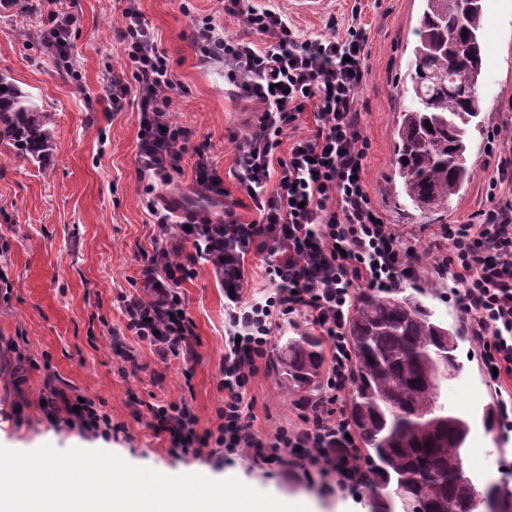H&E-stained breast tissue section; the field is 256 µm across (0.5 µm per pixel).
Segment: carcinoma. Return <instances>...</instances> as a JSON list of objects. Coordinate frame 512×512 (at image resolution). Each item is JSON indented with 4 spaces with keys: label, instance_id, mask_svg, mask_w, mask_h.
<instances>
[{
    "label": "carcinoma",
    "instance_id": "1",
    "mask_svg": "<svg viewBox=\"0 0 512 512\" xmlns=\"http://www.w3.org/2000/svg\"><path fill=\"white\" fill-rule=\"evenodd\" d=\"M484 9L467 16L456 0H424L415 30L413 63L403 84L410 104L395 130V196L422 214L448 212L473 171L469 138L482 128L479 86L483 74ZM52 114L15 80L0 73V146L39 161L53 139ZM408 162H403V158ZM398 289L357 294L345 330L351 353L349 420L363 464L362 484L371 512H394L377 491L402 490L411 512H483L486 492L512 506V492L499 485L478 488L460 450L469 422L442 400L445 379L463 368L457 356L461 333L440 320L424 298ZM319 337L288 338L274 366L286 388L321 392Z\"/></svg>",
    "mask_w": 512,
    "mask_h": 512
}]
</instances>
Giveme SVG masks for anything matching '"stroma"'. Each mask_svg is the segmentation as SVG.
<instances>
[{
    "label": "stroma",
    "instance_id": "obj_1",
    "mask_svg": "<svg viewBox=\"0 0 512 512\" xmlns=\"http://www.w3.org/2000/svg\"><path fill=\"white\" fill-rule=\"evenodd\" d=\"M370 31L367 63L371 74L361 94L368 103L362 133L370 143L366 185L387 223L407 239L422 258L417 280L403 289L415 293L437 283L436 313L454 327L463 322L448 298L451 281L439 279L435 248L441 229L467 223L487 208L488 180L495 159L487 146L494 131L512 130V0H484L485 50L480 84L482 131L472 132L469 160L474 179L455 197L447 214L420 215L390 193L394 180V132L397 116L408 103L402 82L416 42L414 31L422 0H326L324 15L289 14L304 34L322 31L325 14L347 23L352 8ZM139 8L158 44L170 59L178 88L172 109L191 132V144L208 142L209 158L231 197L244 199L233 175L234 135H246L253 122L251 103L232 99L224 90V70L203 65L189 34L192 19L220 15L219 0H139ZM79 17L71 37L69 66H62L42 40L39 11L25 17L0 12V72L10 75L54 115L50 156L32 163L0 148V446L30 451L42 445L66 450L103 449L137 466L170 475L198 473L220 480L232 476L259 491L290 503L311 505L314 512H370L365 490L329 491L322 480L288 481L289 452L267 448L251 458L213 459L171 453L166 435L146 426L147 404L186 402L200 428L211 426L224 403L219 389L224 359V284L212 265L200 266L180 292L196 324L200 346L192 379H185L180 359L160 361L148 345L126 336L139 367L131 369L112 347V330L123 326L120 293H132L139 256L155 245L159 230L139 192L138 119L121 112L112 120L93 111L88 101L102 93L109 68L126 58L116 34L123 26L120 0H74ZM193 153L183 156L182 170L161 187L169 201L197 210L220 204L194 183ZM462 371L445 389L448 407L467 418L471 432L464 445V466L478 482L506 483L503 468H512V440L485 426L483 416L497 406L493 384L471 337L459 343ZM67 396L100 401L124 433L106 439L58 425L40 409L50 392L47 373ZM254 427L263 434L299 425L303 391L284 388L274 372L259 374Z\"/></svg>",
    "mask_w": 512,
    "mask_h": 512
}]
</instances>
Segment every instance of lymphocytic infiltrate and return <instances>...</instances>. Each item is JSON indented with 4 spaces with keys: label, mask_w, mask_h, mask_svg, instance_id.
Masks as SVG:
<instances>
[{
    "label": "lymphocytic infiltrate",
    "mask_w": 512,
    "mask_h": 512,
    "mask_svg": "<svg viewBox=\"0 0 512 512\" xmlns=\"http://www.w3.org/2000/svg\"><path fill=\"white\" fill-rule=\"evenodd\" d=\"M45 45L68 62L78 17L61 0H41ZM222 11L245 33L229 36L211 16L193 19L190 39L202 62L224 68V83L236 99L253 103L254 122L236 142L234 176L253 204L255 217L241 221L236 201L212 167L207 143L195 146L196 185L223 200L224 211H186L174 220L173 206H157L145 186L146 207L159 229L160 243L143 254L141 280L146 295H121L124 329L153 348L160 360L190 355L198 343L196 325L185 312L179 288L204 264L224 267V361L220 385L224 403L213 427L199 429L195 412L183 402L151 403L147 426L168 434L172 451L195 457L227 452L246 457L260 448L301 450L305 478L333 480L340 491L358 486L361 468L352 427L335 404L350 378L351 355L345 320L355 291L391 290L414 276L420 257L379 215L367 191L369 143L360 131L358 100L368 82L369 33L359 17L340 27L329 15L323 32L300 34L287 15L259 9L250 0H223ZM127 69H109L104 111L136 112L138 163L161 182L182 169L190 131L171 109L176 88L166 51L145 22L137 0H123ZM312 112L310 134L296 136L304 112ZM286 155H279V148ZM491 205L476 221L451 224L443 237L451 249L436 272L450 277V293L468 324L486 369H497L499 430L512 433V146L499 147L488 184ZM268 256L270 287L243 299L244 260L250 252ZM305 319L331 348L324 390L307 401L302 424L280 428L268 438L252 427L255 401L246 390L271 363L272 336ZM44 413L53 421L79 423L109 434L112 417L93 400L73 404L48 398Z\"/></svg>",
    "instance_id": "obj_1"
}]
</instances>
